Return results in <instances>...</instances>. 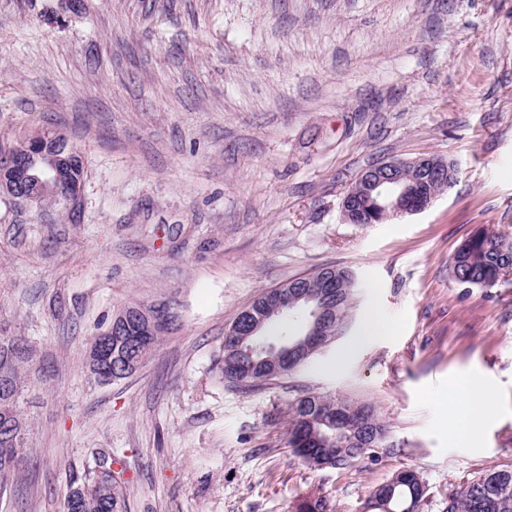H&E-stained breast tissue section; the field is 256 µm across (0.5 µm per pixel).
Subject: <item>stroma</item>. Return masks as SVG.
I'll use <instances>...</instances> for the list:
<instances>
[{"label": "stroma", "instance_id": "1", "mask_svg": "<svg viewBox=\"0 0 512 512\" xmlns=\"http://www.w3.org/2000/svg\"><path fill=\"white\" fill-rule=\"evenodd\" d=\"M63 132L87 177L76 223L0 196V326L27 339V448L0 512H64L108 448L130 512H291L310 493L366 512L398 471L424 512L512 465V286L460 288L478 228L512 236V0H0V148ZM432 154L454 184L425 211L349 224L371 164ZM325 266L352 318L311 362L240 390L224 333L264 289ZM172 303L177 330L132 377L89 380L97 323ZM378 309L390 332L358 335ZM468 375L477 439L443 398ZM306 392L372 404L374 459L315 469L288 446Z\"/></svg>", "mask_w": 512, "mask_h": 512}]
</instances>
